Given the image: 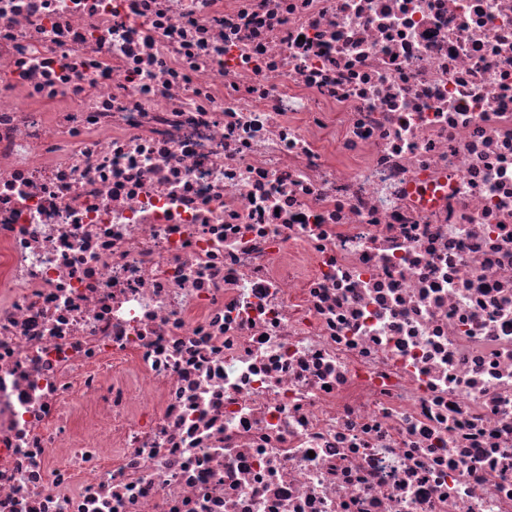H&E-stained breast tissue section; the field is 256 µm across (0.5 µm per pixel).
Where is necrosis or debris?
Wrapping results in <instances>:
<instances>
[{"instance_id":"4bbe7bcc","label":"necrosis or debris","mask_w":512,"mask_h":512,"mask_svg":"<svg viewBox=\"0 0 512 512\" xmlns=\"http://www.w3.org/2000/svg\"><path fill=\"white\" fill-rule=\"evenodd\" d=\"M0 512H512V0H0Z\"/></svg>"}]
</instances>
